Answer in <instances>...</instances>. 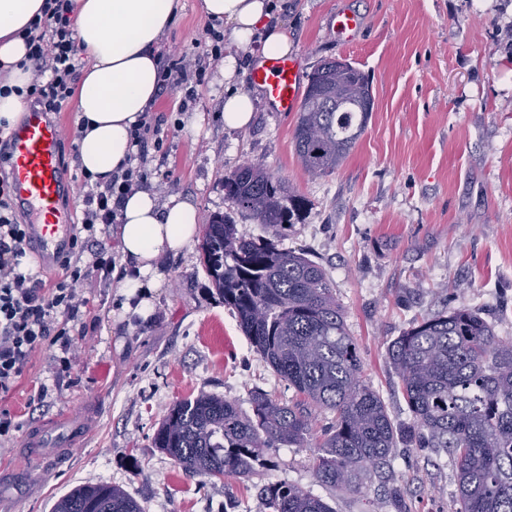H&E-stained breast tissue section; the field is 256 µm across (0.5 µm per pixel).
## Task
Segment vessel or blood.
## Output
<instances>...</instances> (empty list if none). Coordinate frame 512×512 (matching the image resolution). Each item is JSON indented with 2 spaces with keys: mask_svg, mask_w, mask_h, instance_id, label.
Instances as JSON below:
<instances>
[{
  "mask_svg": "<svg viewBox=\"0 0 512 512\" xmlns=\"http://www.w3.org/2000/svg\"><path fill=\"white\" fill-rule=\"evenodd\" d=\"M274 111L292 113L301 105L300 67L297 59L272 56L260 60L249 75ZM8 164L15 204L28 216L27 247L43 270H52L57 258L69 250L75 224L63 199L69 184L63 173L59 123L44 112L30 111L10 131ZM85 432L83 419L67 414L35 428L29 447L52 450L67 445Z\"/></svg>",
  "mask_w": 512,
  "mask_h": 512,
  "instance_id": "b4317fda",
  "label": "vessel or blood"
}]
</instances>
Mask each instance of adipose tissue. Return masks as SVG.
Segmentation results:
<instances>
[{
  "instance_id": "1",
  "label": "adipose tissue",
  "mask_w": 512,
  "mask_h": 512,
  "mask_svg": "<svg viewBox=\"0 0 512 512\" xmlns=\"http://www.w3.org/2000/svg\"><path fill=\"white\" fill-rule=\"evenodd\" d=\"M44 0H0V64L10 65L11 84L31 80L18 63L26 53L17 33L40 12ZM78 53L85 62L76 91L77 120L84 136L79 162L92 174L107 178L131 153L130 130L158 94L157 52L181 8V0H77ZM201 12L232 26L233 54L224 59V126L247 127L254 115L252 96L232 90L236 51L253 40L265 56L290 54L287 32L273 20L270 0H201ZM200 214L196 206L172 196L159 201L148 189L128 195L118 217L121 247L119 286L125 298L123 316L148 318L152 294L165 281L168 258L186 251L196 240Z\"/></svg>"
}]
</instances>
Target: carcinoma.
Instances as JSON below:
<instances>
[{
  "label": "carcinoma",
  "instance_id": "cac0c4a2",
  "mask_svg": "<svg viewBox=\"0 0 512 512\" xmlns=\"http://www.w3.org/2000/svg\"><path fill=\"white\" fill-rule=\"evenodd\" d=\"M336 77L327 60L309 78L293 131L306 172H336L365 132L371 112L336 111L322 83ZM232 212L206 225L200 262L224 305L264 362L299 400L250 397L252 413L200 392L169 408L155 447L185 472L251 480L266 450L316 445L311 462L322 485L356 493L381 477L397 437L408 448H436L456 467L457 512H512V342L496 335L477 310L450 308L395 338L387 358L401 382L410 422L397 434L383 398L361 378L326 271L281 238L304 222L309 201L260 163L224 179ZM262 224L268 237L238 233L232 213ZM331 421L315 436L319 416ZM267 512H334L322 498L285 482L260 488ZM52 512H143L122 489L87 484L60 497Z\"/></svg>",
  "mask_w": 512,
  "mask_h": 512
}]
</instances>
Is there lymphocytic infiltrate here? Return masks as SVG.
Listing matches in <instances>:
<instances>
[{"label":"lymphocytic infiltrate","mask_w":512,"mask_h":512,"mask_svg":"<svg viewBox=\"0 0 512 512\" xmlns=\"http://www.w3.org/2000/svg\"><path fill=\"white\" fill-rule=\"evenodd\" d=\"M73 14V0H45L40 16L19 32L28 48L32 80L24 95L32 109L59 114L75 92L80 63ZM223 58L224 34L207 25L191 50L160 53V91H184L180 108L188 110L195 98L194 82L215 73ZM167 138L162 123L144 115L131 131L133 153L109 180L86 171L73 175L82 202L81 238L59 260V273L51 279L25 263L26 226L14 210L8 176H0V447L20 429L2 402L16 391L32 356L43 349H57L53 358L57 381L76 364V339L87 329L90 299L86 292L98 277H110L116 267L109 228L116 223L126 196L147 185L153 154Z\"/></svg>","instance_id":"1"}]
</instances>
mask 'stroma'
Wrapping results in <instances>:
<instances>
[{
    "mask_svg": "<svg viewBox=\"0 0 512 512\" xmlns=\"http://www.w3.org/2000/svg\"><path fill=\"white\" fill-rule=\"evenodd\" d=\"M292 55L309 79L325 59L365 72L374 107L367 128L336 173L311 177L296 161L295 114L259 99L250 126L225 129L224 75L196 88L199 128L178 124L180 93L157 97L153 114L173 126L154 160L167 183L202 219L229 211L224 178L246 162L280 175L310 202L283 248L307 253L330 276L362 378L384 399L394 426L410 414L386 357L388 344L422 318L453 307L481 311L512 340V0H273ZM362 20L351 40L332 29L336 11ZM206 19L182 0L164 41L190 48ZM146 322L118 319L115 281H96L81 358L45 406L28 403L49 379L38 352L8 407L21 429L0 454V512H52L86 483L123 489L144 512H260L255 483L285 481L334 512H397L389 486L405 488L409 512H456L455 471L444 453L394 449L388 487L344 494L315 479L306 448H273L254 483L186 474L155 448L167 409L206 391L250 410L260 388L283 401L295 393L263 362L206 274L197 247L168 260ZM62 413L88 435L36 461L26 430Z\"/></svg>",
    "mask_w": 512,
    "mask_h": 512,
    "instance_id": "35a3bbf8",
    "label": "stroma"
}]
</instances>
